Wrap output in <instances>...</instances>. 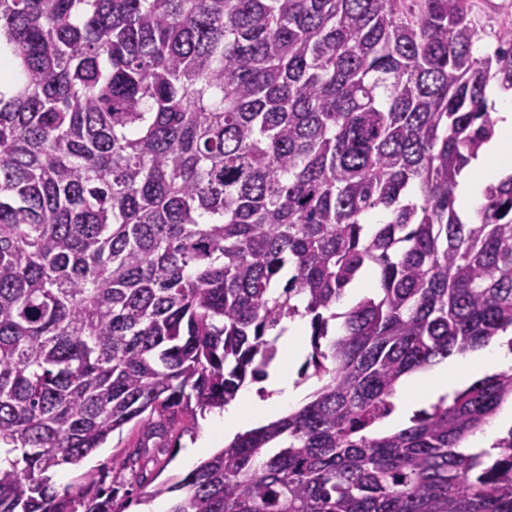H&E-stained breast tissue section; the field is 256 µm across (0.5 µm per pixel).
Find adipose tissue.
I'll list each match as a JSON object with an SVG mask.
<instances>
[{
	"label": "adipose tissue",
	"mask_w": 512,
	"mask_h": 512,
	"mask_svg": "<svg viewBox=\"0 0 512 512\" xmlns=\"http://www.w3.org/2000/svg\"><path fill=\"white\" fill-rule=\"evenodd\" d=\"M487 98L495 103V134L474 159L472 178L458 187V204L465 209L475 208L482 201L485 188L497 183L507 170L512 169V92L505 93L491 85L487 88ZM304 331L302 320L285 323L284 331L276 341L279 360L270 368L261 386L267 391V398L258 397L257 391L261 388L241 390L236 399L225 406L222 414L213 419L210 431L191 446V454L204 455L211 448L214 436L232 439L256 422L277 418L303 399L306 389L297 384L294 368L302 356L300 338ZM507 341V335H500L479 353L467 355V375L494 373L512 365V349L508 348ZM455 388V383L448 379L447 365L441 364L417 379L399 383L396 396L408 409L452 394Z\"/></svg>",
	"instance_id": "adipose-tissue-1"
}]
</instances>
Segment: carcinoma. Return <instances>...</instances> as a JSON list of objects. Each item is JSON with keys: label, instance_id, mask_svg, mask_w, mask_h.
Masks as SVG:
<instances>
[{"label": "carcinoma", "instance_id": "carcinoma-1", "mask_svg": "<svg viewBox=\"0 0 512 512\" xmlns=\"http://www.w3.org/2000/svg\"><path fill=\"white\" fill-rule=\"evenodd\" d=\"M2 52L0 512H125L306 317L312 400L141 501L512 512V429L491 462L458 451L512 369L378 430L402 377L512 327V174L456 209L512 23L470 0H0ZM130 424L127 486L55 485Z\"/></svg>", "mask_w": 512, "mask_h": 512}]
</instances>
